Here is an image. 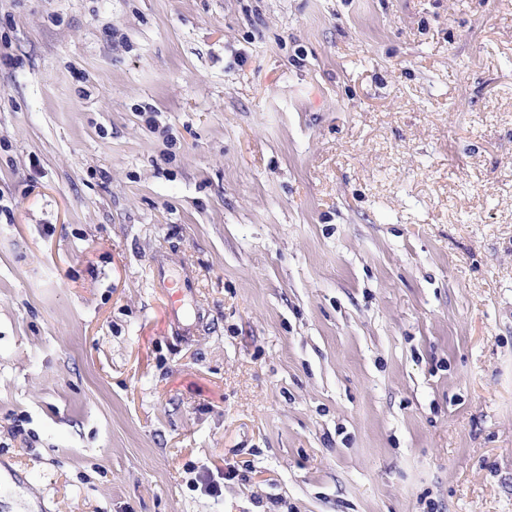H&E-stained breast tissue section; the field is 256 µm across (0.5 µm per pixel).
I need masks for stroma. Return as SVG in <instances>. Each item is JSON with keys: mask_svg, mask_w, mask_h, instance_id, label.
Listing matches in <instances>:
<instances>
[{"mask_svg": "<svg viewBox=\"0 0 512 512\" xmlns=\"http://www.w3.org/2000/svg\"><path fill=\"white\" fill-rule=\"evenodd\" d=\"M18 505L512 512V0H0ZM148 266L153 288L158 289L167 299L171 317L180 323L181 319H185L182 301L193 298L198 293L199 280L196 271L189 264H178L163 253L153 255ZM172 288H177L174 294L171 293Z\"/></svg>", "mask_w": 512, "mask_h": 512, "instance_id": "obj_1", "label": "stroma"}]
</instances>
